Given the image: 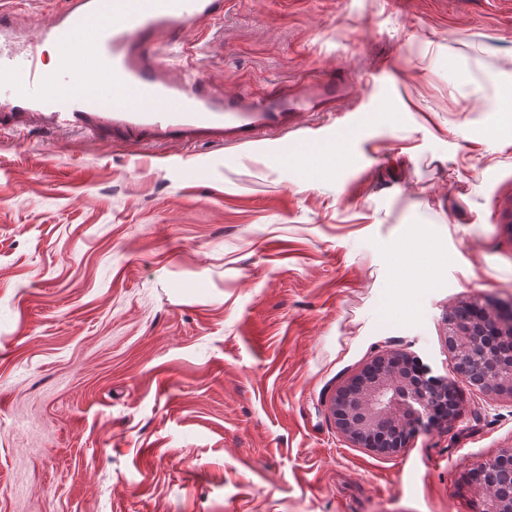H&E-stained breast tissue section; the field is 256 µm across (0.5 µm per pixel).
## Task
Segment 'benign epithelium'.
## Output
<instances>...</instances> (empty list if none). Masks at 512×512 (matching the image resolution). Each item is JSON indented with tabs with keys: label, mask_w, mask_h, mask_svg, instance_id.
Returning a JSON list of instances; mask_svg holds the SVG:
<instances>
[{
	"label": "benign epithelium",
	"mask_w": 512,
	"mask_h": 512,
	"mask_svg": "<svg viewBox=\"0 0 512 512\" xmlns=\"http://www.w3.org/2000/svg\"><path fill=\"white\" fill-rule=\"evenodd\" d=\"M452 319L448 349L456 379L469 384L481 370L484 389L512 398V388L500 383L503 371L512 372V301L489 304L475 299ZM413 360L405 351L382 352L331 396L336 427L357 447L396 453L419 428L435 422L443 399H453L446 382L428 376V370L413 366ZM499 469L507 470L512 479V448L483 463L471 479L484 512H512V504L505 505L488 477Z\"/></svg>",
	"instance_id": "1"
}]
</instances>
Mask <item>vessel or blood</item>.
I'll return each mask as SVG.
<instances>
[{"instance_id":"b4317fda","label":"vessel or blood","mask_w":512,"mask_h":512,"mask_svg":"<svg viewBox=\"0 0 512 512\" xmlns=\"http://www.w3.org/2000/svg\"><path fill=\"white\" fill-rule=\"evenodd\" d=\"M223 14L224 0H65L29 37L17 29L14 10L0 8V124L33 118L92 134L246 143L283 132L298 114L340 98L339 77L316 82L310 94L226 95L164 53L166 44ZM44 43L58 54L55 71L45 70L38 56ZM370 119L357 113L337 139H357Z\"/></svg>"}]
</instances>
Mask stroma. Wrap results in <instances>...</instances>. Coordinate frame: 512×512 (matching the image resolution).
<instances>
[{
    "label": "stroma",
    "instance_id": "obj_1",
    "mask_svg": "<svg viewBox=\"0 0 512 512\" xmlns=\"http://www.w3.org/2000/svg\"><path fill=\"white\" fill-rule=\"evenodd\" d=\"M185 42L222 92L352 91L239 145L0 126V512H480L511 398L459 385L396 454L328 401L385 350L451 379L449 311L512 301V0H226ZM356 112L320 183L268 162ZM415 231L444 259L409 296ZM370 119L371 115L369 112L357 113L347 124L336 131V139L342 143L357 139ZM410 258L405 252L400 251L392 256L393 263L400 269L399 288H423L431 284V269L428 265L429 261L424 264L417 265L415 268L408 270L404 267L409 266L414 256L418 253V247L415 242L412 243Z\"/></svg>",
    "mask_w": 512,
    "mask_h": 512
}]
</instances>
